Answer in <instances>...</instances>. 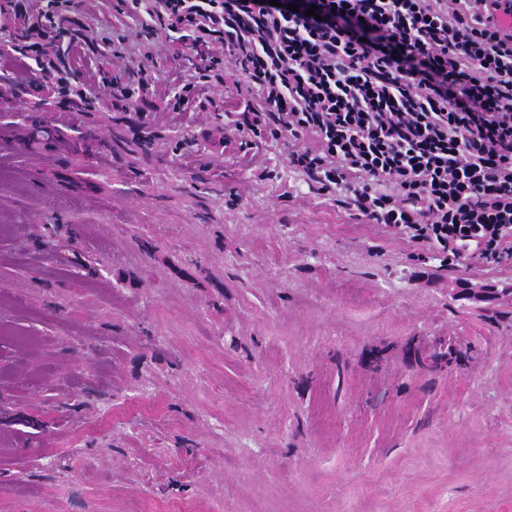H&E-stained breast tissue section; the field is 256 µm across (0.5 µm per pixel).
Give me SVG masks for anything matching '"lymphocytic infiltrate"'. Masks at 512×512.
<instances>
[{
    "instance_id": "1",
    "label": "lymphocytic infiltrate",
    "mask_w": 512,
    "mask_h": 512,
    "mask_svg": "<svg viewBox=\"0 0 512 512\" xmlns=\"http://www.w3.org/2000/svg\"><path fill=\"white\" fill-rule=\"evenodd\" d=\"M69 3L28 17L18 64L58 76L65 49L90 45L84 28L58 26ZM298 3L133 0L143 29L191 39L210 82L228 66L245 77L231 131L284 140L319 194L456 262L512 256V34L494 19L500 0ZM152 55L108 92L138 129L156 109H182L178 97L153 102Z\"/></svg>"
}]
</instances>
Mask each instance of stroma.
Returning a JSON list of instances; mask_svg holds the SVG:
<instances>
[{"label": "stroma", "instance_id": "35a3bbf8", "mask_svg": "<svg viewBox=\"0 0 512 512\" xmlns=\"http://www.w3.org/2000/svg\"><path fill=\"white\" fill-rule=\"evenodd\" d=\"M71 15L120 43L68 59L97 98L150 40L123 0ZM152 41L158 100L199 84L189 41ZM242 84L149 144L100 112L92 159L0 112V512H512V258L441 267L282 142L225 140Z\"/></svg>", "mask_w": 512, "mask_h": 512}]
</instances>
